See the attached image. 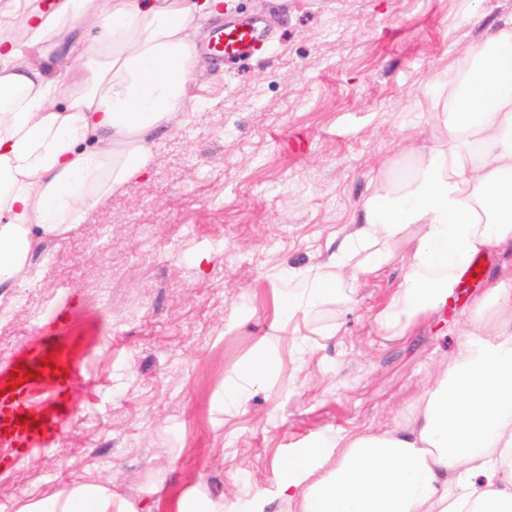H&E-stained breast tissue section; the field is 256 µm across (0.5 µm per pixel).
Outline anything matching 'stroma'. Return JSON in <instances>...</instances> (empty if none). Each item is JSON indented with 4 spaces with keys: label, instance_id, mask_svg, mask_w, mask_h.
<instances>
[{
    "label": "stroma",
    "instance_id": "35a3bbf8",
    "mask_svg": "<svg viewBox=\"0 0 512 512\" xmlns=\"http://www.w3.org/2000/svg\"><path fill=\"white\" fill-rule=\"evenodd\" d=\"M249 15L270 21L269 48L195 69V98L156 140L151 171L45 240L0 319L3 364L69 308V359L84 375L64 394L73 413L54 446L0 478L12 512L80 485L106 488L122 512H178L187 498L231 512L243 488L273 490L274 461L303 439L390 427L469 327L480 283L411 336H376L395 262L361 279L287 402L261 392L225 418L224 372L273 316L266 273L324 260L378 168L424 143L417 99L512 16V0H233L232 18Z\"/></svg>",
    "mask_w": 512,
    "mask_h": 512
}]
</instances>
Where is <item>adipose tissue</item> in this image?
<instances>
[{"label": "adipose tissue", "mask_w": 512, "mask_h": 512, "mask_svg": "<svg viewBox=\"0 0 512 512\" xmlns=\"http://www.w3.org/2000/svg\"><path fill=\"white\" fill-rule=\"evenodd\" d=\"M226 0H61L23 43L0 37V293L33 276V256L145 175L156 138L191 98L197 43ZM416 103L426 144L402 147L326 262L275 269L273 317L224 373L225 415L258 392L293 393L333 337L361 277L408 250L373 330L409 335L444 308L470 265L512 249V16L441 72ZM447 366L382 431L337 433L276 464L272 498L295 512H512V273L489 280ZM19 512H112L78 486Z\"/></svg>", "instance_id": "adipose-tissue-1"}]
</instances>
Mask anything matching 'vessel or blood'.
I'll return each instance as SVG.
<instances>
[{
    "label": "vessel or blood",
    "mask_w": 512,
    "mask_h": 512,
    "mask_svg": "<svg viewBox=\"0 0 512 512\" xmlns=\"http://www.w3.org/2000/svg\"><path fill=\"white\" fill-rule=\"evenodd\" d=\"M263 48V34L256 22L245 21L221 25L211 32L201 45V61L222 63L227 60L246 61ZM62 333L61 322L48 326L42 335L26 341L12 358L0 365V446L8 448V455L0 463L11 466L19 448L49 447L60 434L68 412L62 409L61 393L73 381L75 373L66 369L53 371L47 360L56 350L55 338ZM26 370H40L39 378L14 385L11 375L17 366ZM30 426H23V419Z\"/></svg>",
    "instance_id": "obj_1"
}]
</instances>
